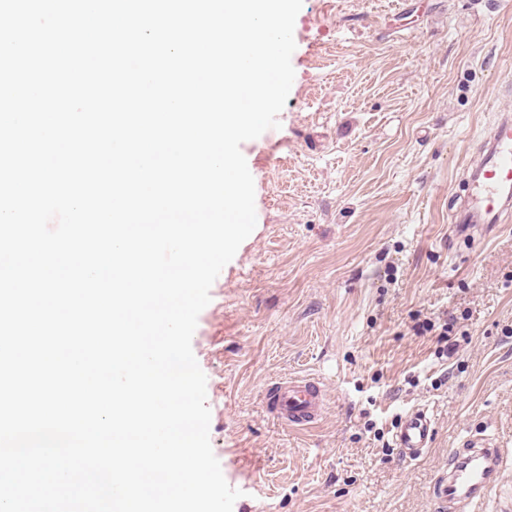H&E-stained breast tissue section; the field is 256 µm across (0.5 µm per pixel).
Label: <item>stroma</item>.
<instances>
[{
	"mask_svg": "<svg viewBox=\"0 0 512 512\" xmlns=\"http://www.w3.org/2000/svg\"><path fill=\"white\" fill-rule=\"evenodd\" d=\"M279 128L241 145L257 223L211 287L192 349L233 512H439L448 455L504 449L476 512L512 501V223H451L496 112L512 111V0H303ZM469 335L437 358L426 321ZM319 378L322 420L263 390ZM434 442L401 459V415ZM265 406L273 418L290 429L314 426L326 406V391L320 379L296 376L270 384L264 395ZM433 436V421L427 409L413 408L401 417L395 445L403 459L415 460L431 447Z\"/></svg>",
	"mask_w": 512,
	"mask_h": 512,
	"instance_id": "stroma-1",
	"label": "stroma"
}]
</instances>
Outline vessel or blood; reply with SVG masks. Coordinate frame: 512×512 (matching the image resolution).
Instances as JSON below:
<instances>
[{
    "label": "vessel or blood",
    "mask_w": 512,
    "mask_h": 512,
    "mask_svg": "<svg viewBox=\"0 0 512 512\" xmlns=\"http://www.w3.org/2000/svg\"><path fill=\"white\" fill-rule=\"evenodd\" d=\"M467 195L453 213L456 224H507L512 222V113L497 114L488 135L477 148L475 162L465 171ZM273 418L291 429L314 426L326 406L320 379L296 376L270 384L264 395ZM433 421L424 408L406 411L395 434L403 459L419 458L431 447ZM504 454L498 448L469 446L454 449L448 471L433 485V497L444 512H466L480 504L501 481Z\"/></svg>",
    "instance_id": "obj_1"
}]
</instances>
